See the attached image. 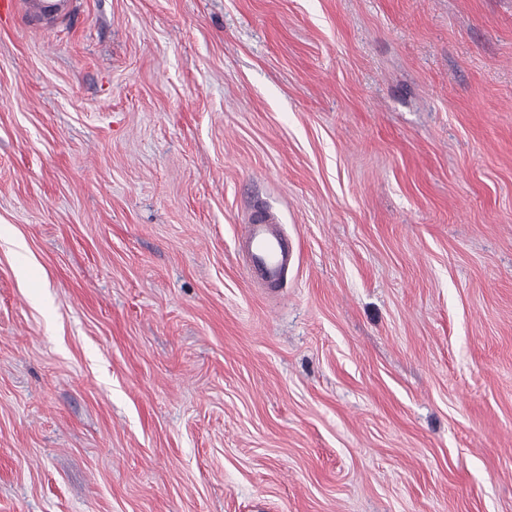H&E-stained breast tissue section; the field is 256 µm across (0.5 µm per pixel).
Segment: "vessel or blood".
Masks as SVG:
<instances>
[{
  "mask_svg": "<svg viewBox=\"0 0 512 512\" xmlns=\"http://www.w3.org/2000/svg\"><path fill=\"white\" fill-rule=\"evenodd\" d=\"M60 0H0V11L10 13L25 6L34 17L53 12ZM239 249L250 275L269 288L280 287L295 250L287 236L276 227L274 216L265 208H256L245 227Z\"/></svg>",
  "mask_w": 512,
  "mask_h": 512,
  "instance_id": "obj_1",
  "label": "vessel or blood"
}]
</instances>
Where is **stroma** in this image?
Listing matches in <instances>:
<instances>
[{
    "mask_svg": "<svg viewBox=\"0 0 512 512\" xmlns=\"http://www.w3.org/2000/svg\"><path fill=\"white\" fill-rule=\"evenodd\" d=\"M71 2L0 17V512H512V0ZM275 217L263 207L251 214L239 249L250 275L267 288H279L295 250L288 237L276 228Z\"/></svg>",
    "mask_w": 512,
    "mask_h": 512,
    "instance_id": "stroma-1",
    "label": "stroma"
}]
</instances>
